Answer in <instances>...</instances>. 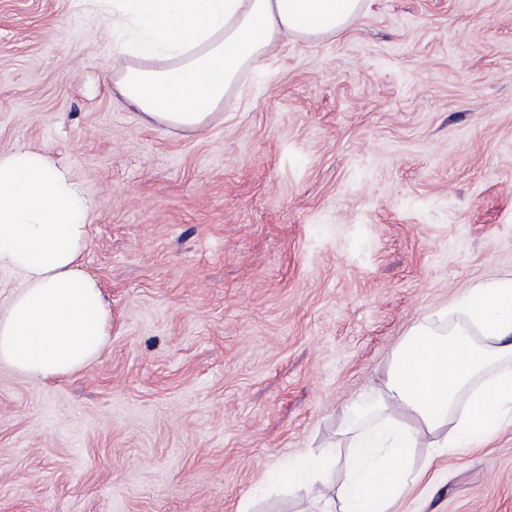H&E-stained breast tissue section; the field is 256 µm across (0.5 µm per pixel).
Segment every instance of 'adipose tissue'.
Masks as SVG:
<instances>
[{"mask_svg":"<svg viewBox=\"0 0 512 512\" xmlns=\"http://www.w3.org/2000/svg\"><path fill=\"white\" fill-rule=\"evenodd\" d=\"M111 14L107 35L132 65L116 75L124 100L147 121L195 131L242 73L283 39L344 30L363 0H91ZM92 203L70 171L42 153H0V272L19 282L0 309V363L32 379L90 366L110 334L97 280L81 257ZM375 426L357 432L336 494L333 455L303 458L278 481L304 489L303 512H395L426 468L414 465L421 433L441 447L493 441L512 423V277L476 285L436 319L415 322L375 386Z\"/></svg>","mask_w":512,"mask_h":512,"instance_id":"ef3b65f1","label":"adipose tissue"}]
</instances>
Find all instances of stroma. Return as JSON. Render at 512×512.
<instances>
[{
	"label": "stroma",
	"instance_id": "35a3bbf8",
	"mask_svg": "<svg viewBox=\"0 0 512 512\" xmlns=\"http://www.w3.org/2000/svg\"><path fill=\"white\" fill-rule=\"evenodd\" d=\"M110 15L0 0V153L69 168L101 355L0 364V512H297L411 325L512 277V0H363L288 39L194 132L116 93ZM415 512H512V426L442 454Z\"/></svg>",
	"mask_w": 512,
	"mask_h": 512
}]
</instances>
